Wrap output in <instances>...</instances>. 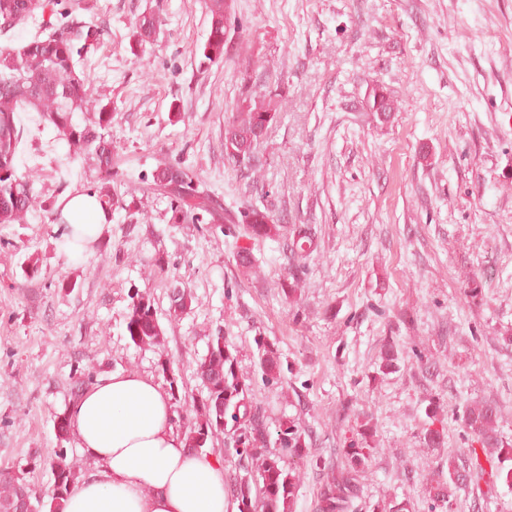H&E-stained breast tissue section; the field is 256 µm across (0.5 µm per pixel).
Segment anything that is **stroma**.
Wrapping results in <instances>:
<instances>
[{
    "label": "stroma",
    "instance_id": "1",
    "mask_svg": "<svg viewBox=\"0 0 512 512\" xmlns=\"http://www.w3.org/2000/svg\"><path fill=\"white\" fill-rule=\"evenodd\" d=\"M107 33L77 68L92 97L112 107L110 185L117 204L83 261L61 246L55 220L69 192L91 188V163H68L52 129H33L18 158L42 210L0 224V472L41 498L64 458L78 476L94 461L56 417L80 374L135 371L180 394H203L195 376L211 336L238 352L270 431L293 419L307 432L294 512H318L320 462H335L361 424L372 428L362 512L405 501L429 512L423 492L441 460L468 442L455 410L494 402L512 443V0H233L224 58L204 66L206 0H85ZM161 25L138 46L132 24ZM280 94L282 107L252 167L224 158V118L242 87ZM393 101L375 111L373 91ZM197 175L216 209L173 223L171 200L148 190L160 158ZM310 225L315 248L295 294L283 236L247 237L244 211ZM248 251L253 269L240 267ZM478 285L477 297L465 288ZM190 310L170 315L173 286ZM152 296L160 345L140 347L125 317L134 293ZM399 371L377 363L386 338ZM283 362L269 386L258 342ZM444 406L442 447L422 444L429 401ZM454 512H512V488L458 491Z\"/></svg>",
    "mask_w": 512,
    "mask_h": 512
}]
</instances>
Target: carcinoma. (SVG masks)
<instances>
[{
	"label": "carcinoma",
	"mask_w": 512,
	"mask_h": 512,
	"mask_svg": "<svg viewBox=\"0 0 512 512\" xmlns=\"http://www.w3.org/2000/svg\"><path fill=\"white\" fill-rule=\"evenodd\" d=\"M232 0H208L210 29L202 48V63L214 64L224 59V20ZM158 19L142 15L135 21L132 36L143 46L156 34ZM105 29L73 16V7L63 8L61 19L46 38H34L29 43L13 47L0 46V224H19L37 211V201L30 183L17 172V158L27 129L19 113L36 112L39 125L51 128L56 140L68 148V161L96 162L99 179L112 181V108L110 103L94 99L87 92L84 73L76 70L84 51L99 43ZM276 96L246 91L224 125V153L233 165L250 166L255 149L263 137L260 128L266 115L276 117ZM150 189L168 195L174 201L175 222L197 221L203 212L212 213L207 195L194 188L193 173L178 162L163 160L152 174ZM248 237L266 239L278 232L271 216L258 209L244 215ZM312 232L306 224L293 225L286 243L288 278L282 287H297L298 265L311 245ZM126 333L137 346L160 343L163 330L158 321L154 301L147 293H135L126 315ZM259 366L266 383L281 380L282 363L278 350L257 342ZM402 352L388 340L382 353L379 372L387 375L399 369ZM206 395L192 401L195 420L181 411L182 398L176 393L177 378H170L172 400L176 405L175 424L188 421L186 439L193 448H202V434L212 440L220 434L228 436L229 447L239 457L240 467L247 476L234 481L233 495L238 512H293L294 492L300 474L295 459L303 456L306 431L290 420L280 423L277 438L270 433L262 409L251 396V384L240 373L238 351L226 343L224 336L211 337L207 354L196 367ZM461 419L467 440L479 445L487 454H497L491 464L494 489L500 479L512 486V445L499 432L500 410L488 401L469 402L462 406ZM368 433L347 448L336 449L342 462L326 474L320 488L319 512H356L359 478L367 473L370 456L360 443ZM477 448V449H479ZM477 449L448 456L438 463L437 479L426 486L432 509L453 512L452 496L483 478L485 470L479 462ZM49 512H60L61 500L75 483L71 468L59 461L53 471ZM26 512H42L45 502L36 496L26 481L10 474H0V512H9L17 503Z\"/></svg>",
	"instance_id": "carcinoma-1"
}]
</instances>
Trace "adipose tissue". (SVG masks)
<instances>
[{
	"instance_id": "adipose-tissue-1",
	"label": "adipose tissue",
	"mask_w": 512,
	"mask_h": 512,
	"mask_svg": "<svg viewBox=\"0 0 512 512\" xmlns=\"http://www.w3.org/2000/svg\"><path fill=\"white\" fill-rule=\"evenodd\" d=\"M60 208L63 246L82 257L109 216L84 193L66 195ZM67 418L96 467L62 499V512H238L222 460L189 447L174 425L169 392L152 378H101L70 403Z\"/></svg>"
}]
</instances>
